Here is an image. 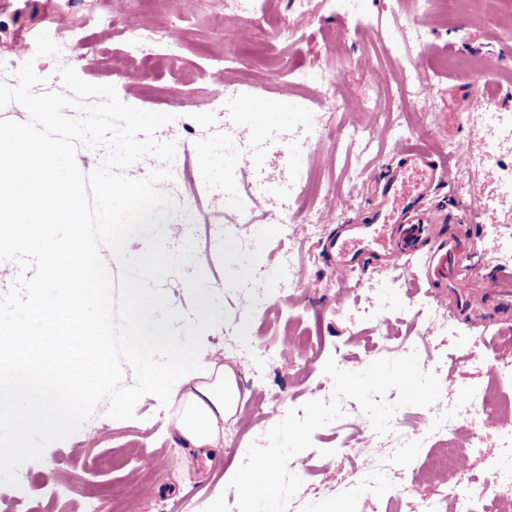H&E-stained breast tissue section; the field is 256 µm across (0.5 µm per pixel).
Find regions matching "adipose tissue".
Listing matches in <instances>:
<instances>
[{
	"label": "adipose tissue",
	"mask_w": 512,
	"mask_h": 512,
	"mask_svg": "<svg viewBox=\"0 0 512 512\" xmlns=\"http://www.w3.org/2000/svg\"><path fill=\"white\" fill-rule=\"evenodd\" d=\"M126 326L140 366L144 387L179 400L174 428L185 447L213 461L222 447L224 423L237 411L239 390L232 368L206 359L201 349L204 330L215 320L210 296H201L196 313L185 319L179 336L156 318L159 302L146 288L142 271L151 269L153 255L144 251L126 256Z\"/></svg>",
	"instance_id": "adipose-tissue-1"
}]
</instances>
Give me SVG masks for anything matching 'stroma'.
<instances>
[{"label":"stroma","mask_w":512,"mask_h":512,"mask_svg":"<svg viewBox=\"0 0 512 512\" xmlns=\"http://www.w3.org/2000/svg\"><path fill=\"white\" fill-rule=\"evenodd\" d=\"M416 0H352L350 14L334 11L328 0H317L315 12L298 18L291 0H261L254 12L225 5L224 0H95L85 9L82 0H0V81L11 82L15 66L33 61L39 76L54 77L58 68L73 67L85 81L115 86L121 100L137 108L173 114L161 135L174 141L190 172L198 179L220 183L224 167V122L232 120L245 140L265 139L257 166L248 178L269 180L274 195L260 201L252 215L227 213L222 248L207 236L195 234V263L183 276H171L163 288L174 309L191 310L184 275L202 270L208 288L217 289L227 319L207 331L212 350L257 345L287 351L283 365L266 369L260 381L251 368H235L240 392L237 413L224 424L222 459L205 465L184 448L172 422L177 404H162L143 396L130 420H114L99 404L94 416L68 439L49 445L42 460L27 463L19 487L0 485V512H82V495L91 487L106 491L107 501L142 504L145 512H210L216 493L224 495V512H238L237 493L228 483L250 444H265L268 431L291 404L325 399L333 380L323 371L334 360L344 371H360L387 357L388 345L417 352L424 372L436 374L442 396L469 387L493 388L502 369H512L505 353L512 333L502 323L491 328L465 325L443 318L434 327L429 350L418 351L421 323L400 316V303L415 308L435 304L420 277L422 259L384 274L355 272L338 281L323 250L326 238L340 224L367 216L377 203L382 172L394 162V129L412 117L423 129L436 157L451 172L469 169L466 187H449L440 180L421 201L426 210L447 208L454 199L468 200L493 192L494 173L482 159L481 134L465 121L478 107L512 103V12L492 14L490 4L460 10L449 7L437 25L423 31L408 28ZM150 12L161 42L178 45L174 60H160L142 80H121L112 62L126 50L129 23ZM368 14L372 27L365 38L341 37L352 15ZM294 24L292 38L281 30ZM76 26L79 40L73 54L36 56L35 38ZM494 59L490 80L467 86L453 73L442 71L448 51ZM425 54L429 82L425 95L413 98L403 70L407 60ZM234 55L237 76L253 90L216 105L221 75L218 65ZM314 68L325 79L297 84L296 69ZM256 103L289 108L286 121L269 123L249 116ZM310 120L319 132L308 143H288L278 134ZM368 129L369 147L354 138L355 128ZM313 177L321 184L316 201H308L295 183ZM336 212L337 223L323 221L320 235L307 237L303 228L309 210ZM300 270L301 288H281L271 272L287 257ZM263 279V311H255L243 287ZM379 310L373 321L352 318L355 306ZM366 416L348 415L317 429L313 446L305 450L302 484L289 502L293 512H413V498L403 491L415 458L394 459L382 474L384 494H361L354 471L370 468L385 458L395 436L372 437ZM370 439L366 455H334L341 442ZM113 456L111 468L98 461ZM143 455L154 457L152 471L139 467Z\"/></svg>","instance_id":"1"}]
</instances>
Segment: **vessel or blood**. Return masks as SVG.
I'll list each match as a JSON object with an SVG mask.
<instances>
[{
  "mask_svg": "<svg viewBox=\"0 0 512 512\" xmlns=\"http://www.w3.org/2000/svg\"><path fill=\"white\" fill-rule=\"evenodd\" d=\"M397 162L380 186V201L365 221L344 225L329 238L324 250L341 278L372 269L377 273L397 268L401 259L424 255L422 280L436 294L452 292L453 314L466 324L512 314V268L484 261L463 262L473 254L476 236L462 215L475 211V203L460 204L458 211L436 214L419 209L438 180L433 151L422 132L398 147Z\"/></svg>",
  "mask_w": 512,
  "mask_h": 512,
  "instance_id": "vessel-or-blood-1",
  "label": "vessel or blood"
}]
</instances>
